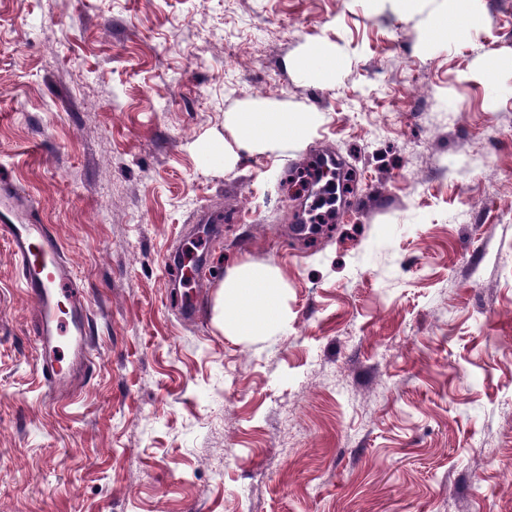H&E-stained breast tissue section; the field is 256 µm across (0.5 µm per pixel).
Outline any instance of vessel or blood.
I'll list each match as a JSON object with an SVG mask.
<instances>
[{
	"mask_svg": "<svg viewBox=\"0 0 512 512\" xmlns=\"http://www.w3.org/2000/svg\"><path fill=\"white\" fill-rule=\"evenodd\" d=\"M0 202L17 217L13 223L0 220V237L7 240L36 307V367L52 398L69 395L93 365L86 304L58 240L46 225L31 220L26 195L5 183Z\"/></svg>",
	"mask_w": 512,
	"mask_h": 512,
	"instance_id": "1",
	"label": "vessel or blood"
}]
</instances>
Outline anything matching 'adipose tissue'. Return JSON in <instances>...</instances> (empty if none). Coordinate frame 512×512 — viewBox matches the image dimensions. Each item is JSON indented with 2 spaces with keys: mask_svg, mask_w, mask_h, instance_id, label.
<instances>
[{
  "mask_svg": "<svg viewBox=\"0 0 512 512\" xmlns=\"http://www.w3.org/2000/svg\"><path fill=\"white\" fill-rule=\"evenodd\" d=\"M239 142L256 150H274L305 140L319 122L318 113L305 117L259 104L229 113ZM284 318L283 285L270 265L243 263L225 277L219 290L218 322L228 336H264Z\"/></svg>",
  "mask_w": 512,
  "mask_h": 512,
  "instance_id": "1",
  "label": "adipose tissue"
}]
</instances>
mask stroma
<instances>
[{"mask_svg": "<svg viewBox=\"0 0 512 512\" xmlns=\"http://www.w3.org/2000/svg\"><path fill=\"white\" fill-rule=\"evenodd\" d=\"M452 7L0 0V179L96 356L48 396L0 239V512H512V0L430 32ZM317 41L344 58L324 85L296 64ZM258 103L322 121L252 151L227 115ZM326 147L356 181L309 243L282 186ZM189 239L194 298L166 267ZM243 262L284 285L269 335L217 324Z\"/></svg>", "mask_w": 512, "mask_h": 512, "instance_id": "35a3bbf8", "label": "stroma"}]
</instances>
